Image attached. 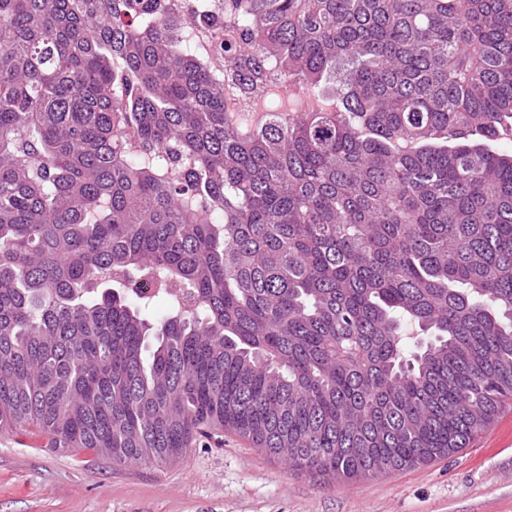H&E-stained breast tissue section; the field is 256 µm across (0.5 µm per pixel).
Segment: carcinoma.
<instances>
[{
  "label": "carcinoma",
  "mask_w": 512,
  "mask_h": 512,
  "mask_svg": "<svg viewBox=\"0 0 512 512\" xmlns=\"http://www.w3.org/2000/svg\"><path fill=\"white\" fill-rule=\"evenodd\" d=\"M208 10L0 0V431L163 463L208 427L334 479L467 447L512 400V0ZM205 26L338 111L243 131ZM225 36L220 31L197 30V46L207 63L216 71L224 72Z\"/></svg>",
  "instance_id": "cac0c4a2"
}]
</instances>
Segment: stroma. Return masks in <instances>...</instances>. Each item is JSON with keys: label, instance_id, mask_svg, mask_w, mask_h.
Here are the masks:
<instances>
[{"label": "stroma", "instance_id": "1", "mask_svg": "<svg viewBox=\"0 0 512 512\" xmlns=\"http://www.w3.org/2000/svg\"><path fill=\"white\" fill-rule=\"evenodd\" d=\"M0 512H512V403L448 457L336 481L290 470L224 431L157 465L100 457L23 425L0 432Z\"/></svg>", "mask_w": 512, "mask_h": 512}]
</instances>
